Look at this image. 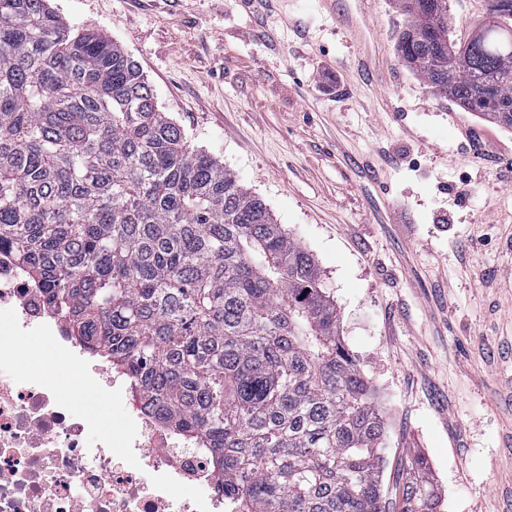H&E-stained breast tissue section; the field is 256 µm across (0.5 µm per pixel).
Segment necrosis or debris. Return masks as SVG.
Returning a JSON list of instances; mask_svg holds the SVG:
<instances>
[{"mask_svg": "<svg viewBox=\"0 0 512 512\" xmlns=\"http://www.w3.org/2000/svg\"><path fill=\"white\" fill-rule=\"evenodd\" d=\"M65 334L41 284L0 254V512H222L208 457L143 402L130 401L114 443L93 440L89 401L119 383ZM31 335L54 340L78 381L48 374Z\"/></svg>", "mask_w": 512, "mask_h": 512, "instance_id": "1", "label": "necrosis or debris"}]
</instances>
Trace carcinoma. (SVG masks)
<instances>
[{"mask_svg": "<svg viewBox=\"0 0 512 512\" xmlns=\"http://www.w3.org/2000/svg\"><path fill=\"white\" fill-rule=\"evenodd\" d=\"M405 9V64L512 128V0L450 37L447 0ZM67 335L211 459L230 512H386L385 419L312 255L159 110L115 43L48 0H0V253ZM423 461L401 512H440Z\"/></svg>", "mask_w": 512, "mask_h": 512, "instance_id": "carcinoma-1", "label": "carcinoma"}]
</instances>
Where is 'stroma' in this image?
<instances>
[{"label":"stroma","instance_id":"stroma-1","mask_svg":"<svg viewBox=\"0 0 512 512\" xmlns=\"http://www.w3.org/2000/svg\"><path fill=\"white\" fill-rule=\"evenodd\" d=\"M335 2L50 6L130 54L159 110L313 255L385 415L388 512L417 459L443 512H512V129L406 67L401 0ZM491 3L448 0L452 37Z\"/></svg>","mask_w":512,"mask_h":512}]
</instances>
